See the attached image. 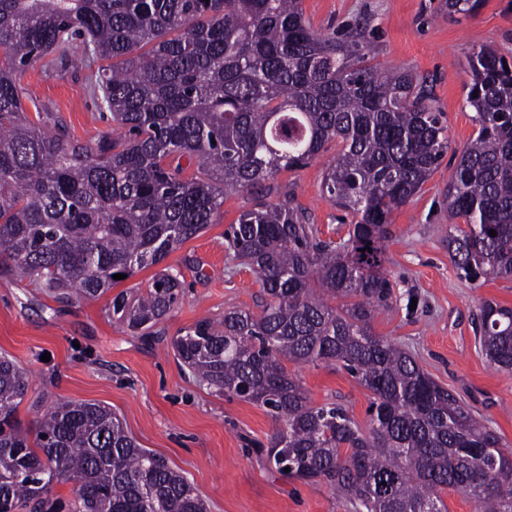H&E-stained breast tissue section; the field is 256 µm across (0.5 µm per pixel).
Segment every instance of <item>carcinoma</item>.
I'll use <instances>...</instances> for the list:
<instances>
[{
    "label": "carcinoma",
    "instance_id": "carcinoma-1",
    "mask_svg": "<svg viewBox=\"0 0 512 512\" xmlns=\"http://www.w3.org/2000/svg\"><path fill=\"white\" fill-rule=\"evenodd\" d=\"M51 53L66 67L109 62L91 90L125 134L81 145L27 116L17 74ZM370 58L363 31L315 30L301 0H0V262L62 302L95 299L216 223L224 195L336 140L322 193L353 213L348 237L321 239L289 203L244 211L228 250L257 274L263 311L200 320L172 339L174 355L199 386L265 407L279 473L325 482L355 512H447V491L476 512H512L500 436L372 326L392 301L391 216L450 144L425 82ZM468 77L477 133L453 151L448 217L466 227L454 225L448 254L469 281L512 280V67L481 49ZM181 287L165 267L145 291L115 295L112 312L148 336ZM476 341L511 372L512 307L482 302ZM288 363L344 368L373 394L368 425L312 405ZM28 390V372L0 355V512H57L58 483L73 484L69 512H207L105 405L63 399L23 428Z\"/></svg>",
    "mask_w": 512,
    "mask_h": 512
}]
</instances>
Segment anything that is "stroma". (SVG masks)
I'll use <instances>...</instances> for the list:
<instances>
[{
    "label": "stroma",
    "instance_id": "1",
    "mask_svg": "<svg viewBox=\"0 0 512 512\" xmlns=\"http://www.w3.org/2000/svg\"><path fill=\"white\" fill-rule=\"evenodd\" d=\"M317 30L362 24L379 71L408 70L425 79L452 148L475 135L465 105L472 52L495 50L512 63V0H480L471 14L449 12L446 0H302ZM87 69L38 65L21 84L48 109L71 140L94 144L112 129L108 111L88 91ZM337 152L327 144L307 166L280 172L249 193H232L216 224L172 253L182 275L180 303L152 332H130L112 317L111 295L60 302L26 277L0 276V354L28 371L31 389L18 409L34 427L51 403L64 398L112 409L145 448L183 473L210 512H352L329 485L283 476L265 453L279 430L265 408L201 389L168 344L179 331L225 310L260 314L265 296L256 274L232 260L225 234L258 204L289 203L305 210L319 236H347L351 214L321 194L324 172ZM445 156L422 189L394 212L385 270L393 284L390 307L375 311L374 330L408 351L443 387L455 392L512 450V373L491 365L475 342L481 301L512 306V280L461 278L448 257V180ZM314 405L338 403L360 425L369 422L373 394L334 365H289Z\"/></svg>",
    "mask_w": 512,
    "mask_h": 512
}]
</instances>
